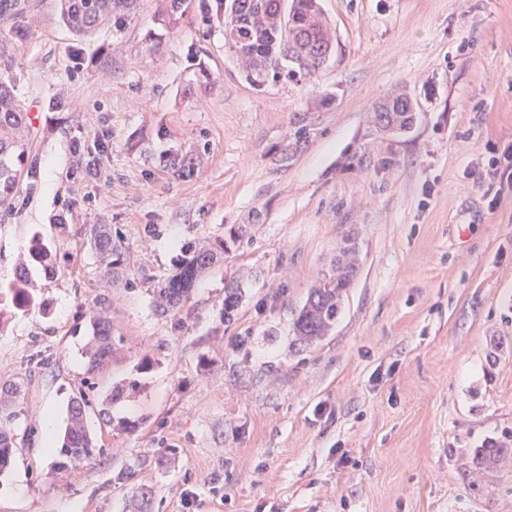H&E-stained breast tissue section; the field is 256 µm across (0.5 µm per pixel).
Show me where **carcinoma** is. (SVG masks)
Wrapping results in <instances>:
<instances>
[{"label": "carcinoma", "instance_id": "carcinoma-1", "mask_svg": "<svg viewBox=\"0 0 512 512\" xmlns=\"http://www.w3.org/2000/svg\"><path fill=\"white\" fill-rule=\"evenodd\" d=\"M224 13L239 14L244 29L227 42L228 49L249 68L266 80L269 72L283 69L289 82H302L312 78L324 62L321 48L329 42L327 28L313 26L309 15L316 0H291L289 10H284V0H219ZM137 9V0H58L59 17L74 34L89 38L99 27L113 24L115 31L122 30ZM29 11L28 0H0V18L13 22L14 28L25 26ZM302 41L307 48L302 65L288 54V44ZM15 49L11 40L0 38V211L11 215L16 208V194L21 179L35 185L40 179V166L31 156L27 112L17 94ZM103 147L82 149L77 152V163L72 175L87 178L98 167ZM165 167L179 177L190 176L195 168L194 155L172 153L165 159ZM87 242L103 259V276L116 280L126 272L125 247L118 236L112 234L109 224L90 226ZM224 255V241L214 246H204L185 253L175 272L162 280L144 274L142 283L150 285L156 309L163 313H178L189 301L198 276L220 261ZM29 261L42 267L52 277L56 268L49 263V248L40 243L28 250ZM355 249L343 250V258L336 263L332 273L318 279L309 288L306 301L294 322L292 346L306 348L329 335L333 330L339 305L350 288L356 273ZM242 297L241 288L233 283L224 288V319L229 321ZM93 336L88 346V373L102 370L112 357L115 339L105 320L96 318L92 323ZM87 401L75 398L69 407V427L63 445L67 457L74 460L94 456L95 444L84 424ZM12 432L0 426V474L11 464L14 453ZM512 465V435L489 441L473 449L468 461V475L472 491H484L482 478L485 473Z\"/></svg>", "mask_w": 512, "mask_h": 512}]
</instances>
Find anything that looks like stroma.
Instances as JSON below:
<instances>
[{"mask_svg":"<svg viewBox=\"0 0 512 512\" xmlns=\"http://www.w3.org/2000/svg\"><path fill=\"white\" fill-rule=\"evenodd\" d=\"M29 3L16 71L41 178L0 220V285L36 239L57 273L31 267V304L0 313V385L22 387L0 410L16 444L0 512H138V487L147 512H512V469L484 497L465 474L512 431V189L478 182L512 145V0H319L329 56L309 82L262 88L226 49L217 0L174 24L140 0L122 34L84 40L56 0ZM399 94L415 121L383 130L373 112ZM99 142L98 176L73 178L77 144ZM197 148L192 176L163 167ZM91 224L123 239L127 281L104 277ZM220 239L187 304L157 314L142 273ZM346 246L359 268L333 331L292 349ZM98 312L117 343L91 374ZM124 380L138 390L109 403ZM80 395L98 452L66 467L40 419Z\"/></svg>","mask_w":512,"mask_h":512,"instance_id":"obj_1","label":"stroma"}]
</instances>
